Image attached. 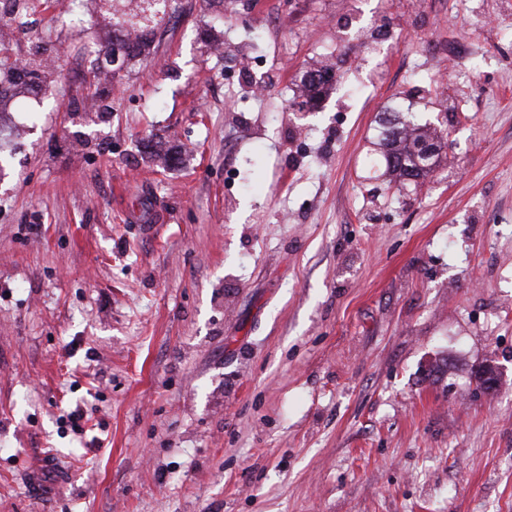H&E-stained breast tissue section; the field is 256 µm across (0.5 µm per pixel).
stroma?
Wrapping results in <instances>:
<instances>
[{
  "instance_id": "1",
  "label": "stroma",
  "mask_w": 512,
  "mask_h": 512,
  "mask_svg": "<svg viewBox=\"0 0 512 512\" xmlns=\"http://www.w3.org/2000/svg\"><path fill=\"white\" fill-rule=\"evenodd\" d=\"M176 6L94 94L111 32L0 22L58 72L0 107V512H512V0ZM328 69H316L306 72L302 75L300 84L307 95L306 105L313 108L315 102L320 98L321 93L327 92L333 86V76L329 74ZM430 127L416 123L414 116L383 121L379 139V155L384 161L390 181L412 182L427 176L431 160L438 150V134Z\"/></svg>"
}]
</instances>
